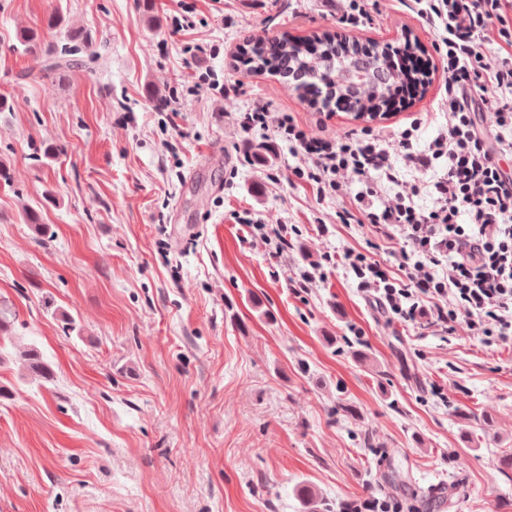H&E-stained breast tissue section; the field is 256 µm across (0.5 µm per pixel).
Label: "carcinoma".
I'll return each instance as SVG.
<instances>
[{
    "label": "carcinoma",
    "mask_w": 512,
    "mask_h": 512,
    "mask_svg": "<svg viewBox=\"0 0 512 512\" xmlns=\"http://www.w3.org/2000/svg\"><path fill=\"white\" fill-rule=\"evenodd\" d=\"M18 42L24 53H39L45 58V73L73 67L92 68L100 56L93 50L91 37L80 30H69L60 41H49L37 29L19 33ZM247 62L257 71L285 76L295 70L323 82L327 94L356 100L369 114L386 112L390 107L387 89L376 83L372 61L376 52L359 43L336 44L330 35L297 40L288 37L256 39L248 42ZM23 222L41 238L52 237L49 225L42 223L41 211L28 207ZM25 368L35 380L51 382L54 374L35 348L24 354Z\"/></svg>",
    "instance_id": "carcinoma-1"
}]
</instances>
